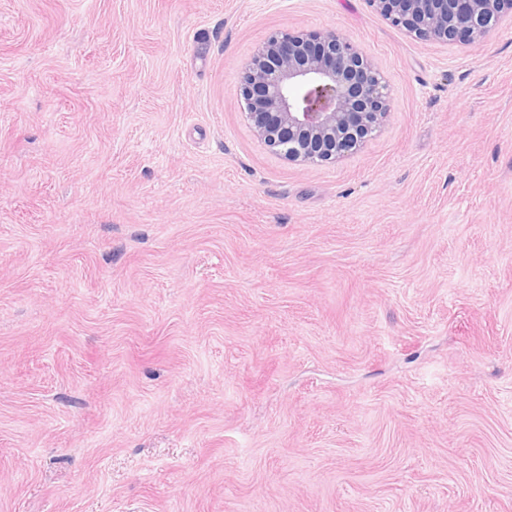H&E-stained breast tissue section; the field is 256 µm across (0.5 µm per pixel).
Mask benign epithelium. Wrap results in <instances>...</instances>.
<instances>
[{
	"mask_svg": "<svg viewBox=\"0 0 512 512\" xmlns=\"http://www.w3.org/2000/svg\"><path fill=\"white\" fill-rule=\"evenodd\" d=\"M409 35L479 43L512 0H367ZM237 95L263 143L299 165L333 163L382 126L390 101L379 70L336 29L278 31L245 67Z\"/></svg>",
	"mask_w": 512,
	"mask_h": 512,
	"instance_id": "1",
	"label": "benign epithelium"
}]
</instances>
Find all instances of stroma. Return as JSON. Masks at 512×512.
Masks as SVG:
<instances>
[{"instance_id":"1","label":"stroma","mask_w":512,"mask_h":512,"mask_svg":"<svg viewBox=\"0 0 512 512\" xmlns=\"http://www.w3.org/2000/svg\"><path fill=\"white\" fill-rule=\"evenodd\" d=\"M329 28L390 112L299 166L236 87ZM0 512H512V21L0 0Z\"/></svg>"}]
</instances>
